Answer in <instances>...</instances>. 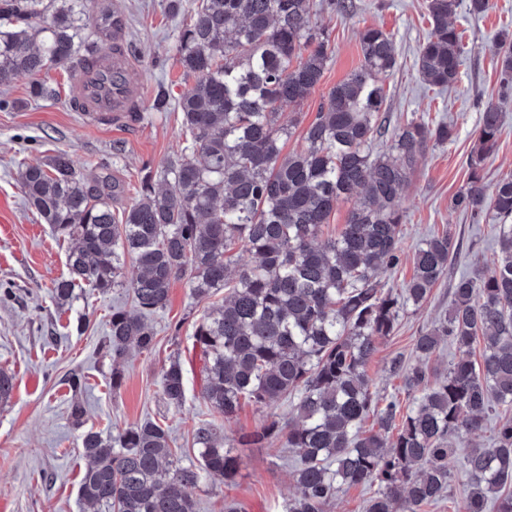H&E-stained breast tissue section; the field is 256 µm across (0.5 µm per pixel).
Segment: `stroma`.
Masks as SVG:
<instances>
[{
    "label": "stroma",
    "mask_w": 512,
    "mask_h": 512,
    "mask_svg": "<svg viewBox=\"0 0 512 512\" xmlns=\"http://www.w3.org/2000/svg\"><path fill=\"white\" fill-rule=\"evenodd\" d=\"M118 2L128 18L129 75L141 90L138 116L116 112L104 122L86 119L72 109L67 76L60 69L45 76L59 87L58 97L33 98L29 80L23 79L7 91L13 109L0 112V198L10 218L0 229V288H11L7 294L0 291V368L15 378L11 402L0 407V512H88L77 496L86 465L80 441L83 428L113 431L160 419L169 425L175 447L189 462L195 458L193 426L209 416L202 397L200 352L193 338L194 322L204 305L193 297L187 281H176L165 310L151 317L156 333L153 350L130 353L122 363L123 384L112 389V359L103 347L106 321L113 308L132 312L136 305L123 288L105 295L86 291L72 305H55L52 286L67 273L68 245L28 207L17 180L21 165L44 162L64 151L84 168L88 179L109 175L119 182L122 192L114 207L120 210L136 198L144 164L156 169L180 153V111L150 112L146 106L158 85H165L175 98L188 86L176 55L183 19L168 13L166 0ZM355 3L349 16H317L335 52L320 84L301 104L285 107V116L297 121L285 148H301L302 132L329 89L359 66V33L369 25L392 34L398 55L397 68L386 82L390 125L424 114L454 127L451 140L429 147L419 160L401 201L402 262L379 277L384 288L402 291L423 238L447 231L459 243L448 276L419 309L403 314L395 334L379 344L369 363L374 391L397 398L405 407L409 401L401 376L390 367L392 359L415 362L414 340L421 328L447 312L455 277L476 269L488 275L495 268L498 246L490 225L455 209L452 199L468 182L467 157L475 144L480 112L490 101L499 106L501 134L485 167V187L493 189L500 177L512 175V95L501 94L496 53L499 33L512 31V0H490V8L479 15L471 12L470 0H456L451 20L462 31L469 52L456 82L442 91L429 88L417 76V52L430 31L426 0ZM174 356L183 364L187 384V400L179 411L166 405L160 387L163 369ZM74 372L85 382L78 395L68 383ZM76 396L87 410L81 428L68 416ZM289 410L285 398L262 409L242 404L224 432L239 457L238 473L233 483L213 479L194 490L198 512H225L229 502L238 512H284L296 493L292 456L280 442L259 441L255 435L265 422L287 419Z\"/></svg>",
    "instance_id": "35a3bbf8"
}]
</instances>
